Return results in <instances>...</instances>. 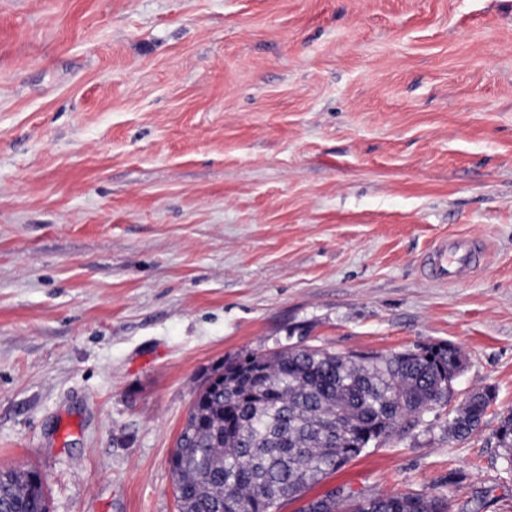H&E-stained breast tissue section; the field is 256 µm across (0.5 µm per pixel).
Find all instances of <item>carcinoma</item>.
I'll return each instance as SVG.
<instances>
[{"label": "carcinoma", "instance_id": "obj_1", "mask_svg": "<svg viewBox=\"0 0 512 512\" xmlns=\"http://www.w3.org/2000/svg\"><path fill=\"white\" fill-rule=\"evenodd\" d=\"M448 344L418 355L360 361L324 349L248 353L214 368L199 389L170 459L178 512H270L301 496L420 410L448 402ZM493 393L465 401L448 433L466 440L484 421ZM494 437L512 465V413ZM34 470L0 471V498L23 512H49ZM311 512H448L444 498L422 493L354 499L329 491Z\"/></svg>", "mask_w": 512, "mask_h": 512}]
</instances>
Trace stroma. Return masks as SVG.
I'll return each mask as SVG.
<instances>
[{
	"label": "stroma",
	"instance_id": "35a3bbf8",
	"mask_svg": "<svg viewBox=\"0 0 512 512\" xmlns=\"http://www.w3.org/2000/svg\"><path fill=\"white\" fill-rule=\"evenodd\" d=\"M452 237L483 268L424 277ZM296 342L464 368L280 512H512V0H0V471L50 512H178L206 376ZM493 398L490 390L471 396L465 401L460 417L449 421L448 433L457 440L468 439L480 429ZM494 437L498 447L504 452L505 462L512 467V413L502 417ZM32 469L0 471V498L17 500L23 504L25 512H49L43 480L36 482ZM344 494L336 496L333 489L319 497L310 499L312 512H448L445 498L422 493L382 494L353 499L342 487L336 488Z\"/></svg>",
	"mask_w": 512,
	"mask_h": 512
}]
</instances>
